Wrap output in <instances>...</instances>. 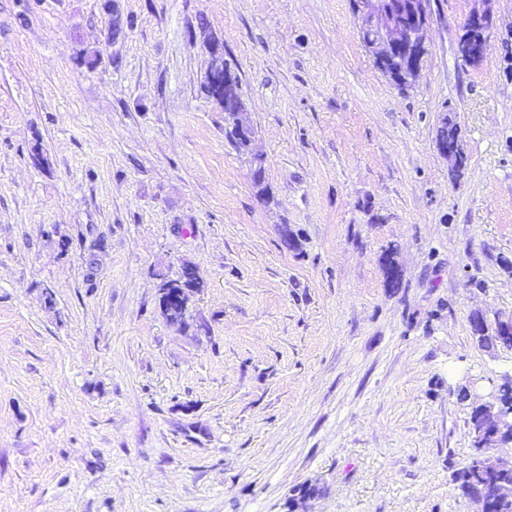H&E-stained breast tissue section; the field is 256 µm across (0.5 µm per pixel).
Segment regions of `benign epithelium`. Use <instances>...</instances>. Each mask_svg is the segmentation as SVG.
<instances>
[{"label": "benign epithelium", "instance_id": "1", "mask_svg": "<svg viewBox=\"0 0 512 512\" xmlns=\"http://www.w3.org/2000/svg\"><path fill=\"white\" fill-rule=\"evenodd\" d=\"M357 32L375 62L391 79L413 85L425 64L428 49L426 31L430 19V0H406L401 10L385 6V0H354ZM494 26L487 9L471 11L458 41L460 57L467 63L480 64L485 59L486 44ZM205 83L214 99L229 112L239 89V73L224 59V50L215 48ZM483 428L492 432V447L512 442V407L503 402L485 407Z\"/></svg>", "mask_w": 512, "mask_h": 512}]
</instances>
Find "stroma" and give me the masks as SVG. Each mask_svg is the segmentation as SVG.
Returning <instances> with one entry per match:
<instances>
[{"label":"stroma","mask_w":512,"mask_h":512,"mask_svg":"<svg viewBox=\"0 0 512 512\" xmlns=\"http://www.w3.org/2000/svg\"><path fill=\"white\" fill-rule=\"evenodd\" d=\"M427 39L402 90L353 0H0V512H469L470 408L512 371L470 330L512 322V0H431ZM494 26L492 14L487 9L471 11L458 41L460 57L467 63L480 64L485 59L486 44ZM240 81L239 73L224 59V50L218 47L213 49L205 83L217 103L224 108L225 114L233 108ZM209 89L203 87L204 92L211 96Z\"/></svg>","instance_id":"35a3bbf8"}]
</instances>
